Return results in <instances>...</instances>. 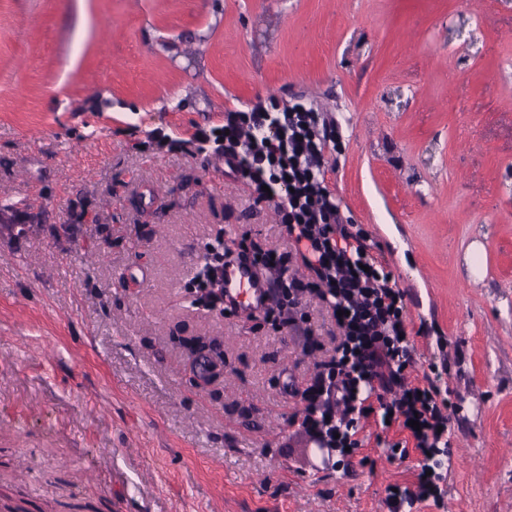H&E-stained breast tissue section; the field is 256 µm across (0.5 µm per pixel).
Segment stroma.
Returning <instances> with one entry per match:
<instances>
[{"label":"stroma","instance_id":"1","mask_svg":"<svg viewBox=\"0 0 512 512\" xmlns=\"http://www.w3.org/2000/svg\"><path fill=\"white\" fill-rule=\"evenodd\" d=\"M273 103L333 121L326 184L410 294L407 378L443 362L457 393L447 492L412 512H512V0H0V512H389L414 486L375 417L322 465L282 390L320 350L205 300L215 238L290 248L207 138Z\"/></svg>","mask_w":512,"mask_h":512}]
</instances>
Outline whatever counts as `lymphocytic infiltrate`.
Here are the masks:
<instances>
[{
	"instance_id": "1",
	"label": "lymphocytic infiltrate",
	"mask_w": 512,
	"mask_h": 512,
	"mask_svg": "<svg viewBox=\"0 0 512 512\" xmlns=\"http://www.w3.org/2000/svg\"><path fill=\"white\" fill-rule=\"evenodd\" d=\"M224 127L216 140L225 163L255 186L270 189L291 245L285 253L239 254L273 276L275 302L264 317L312 336L305 326L308 315L300 310L308 294L337 316L340 334L313 375L286 384L305 403L302 428L319 447L342 458L347 450L360 448L362 419L375 416L383 429L399 427L409 437L390 442L389 448L402 457L412 449L418 452L420 493H391L394 512L414 505L419 496L441 502L438 482L441 458L450 446L446 426L452 393L442 388L435 365L424 386L406 381L413 364L406 293L373 254L364 230L344 221L325 185L324 153L334 140L332 122L295 105L284 112H231ZM295 263L302 264L306 276L289 274ZM413 419L419 429L410 428Z\"/></svg>"
}]
</instances>
